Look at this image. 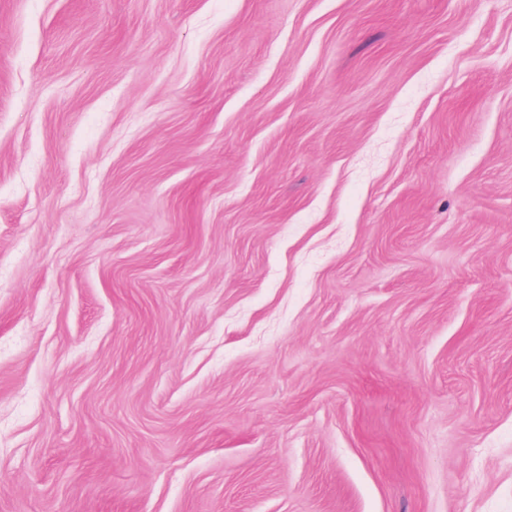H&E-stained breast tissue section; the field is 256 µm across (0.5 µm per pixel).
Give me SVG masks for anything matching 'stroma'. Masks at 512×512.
<instances>
[{
	"instance_id": "35a3bbf8",
	"label": "stroma",
	"mask_w": 512,
	"mask_h": 512,
	"mask_svg": "<svg viewBox=\"0 0 512 512\" xmlns=\"http://www.w3.org/2000/svg\"><path fill=\"white\" fill-rule=\"evenodd\" d=\"M0 512H512V0H0Z\"/></svg>"
}]
</instances>
